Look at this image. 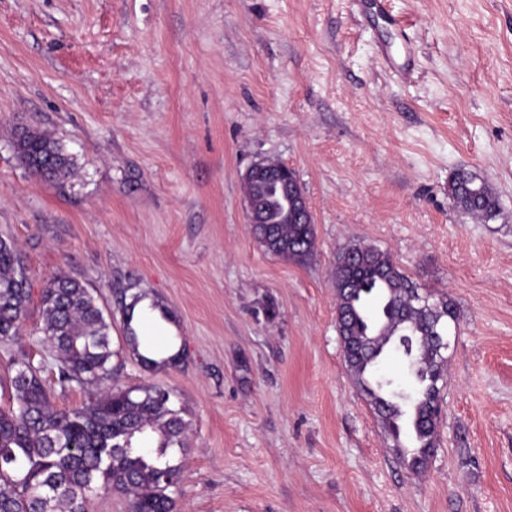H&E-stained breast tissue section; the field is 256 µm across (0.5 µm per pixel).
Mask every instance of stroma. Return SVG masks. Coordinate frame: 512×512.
<instances>
[{
    "instance_id": "obj_1",
    "label": "stroma",
    "mask_w": 512,
    "mask_h": 512,
    "mask_svg": "<svg viewBox=\"0 0 512 512\" xmlns=\"http://www.w3.org/2000/svg\"><path fill=\"white\" fill-rule=\"evenodd\" d=\"M0 0V238L24 260L18 347L54 382L40 298L57 275L112 319L116 385L157 384L188 424L182 512H512V0ZM412 48L403 78L384 51ZM74 158L33 175L22 129ZM292 168L303 262L268 253L241 177ZM460 170L498 198L456 206ZM377 247L458 310L436 448L397 458L344 362L338 250ZM180 324V361L129 355L121 305ZM449 193L459 208L476 217H492L498 210V199L491 188L470 172L456 173Z\"/></svg>"
}]
</instances>
